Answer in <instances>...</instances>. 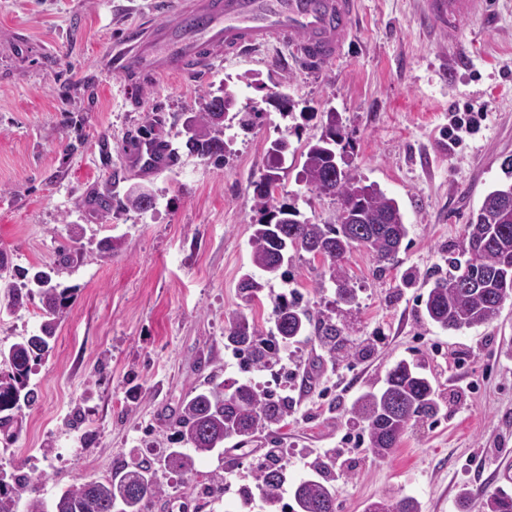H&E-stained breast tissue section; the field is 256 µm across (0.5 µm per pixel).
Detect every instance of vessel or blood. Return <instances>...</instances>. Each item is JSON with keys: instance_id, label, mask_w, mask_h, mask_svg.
Segmentation results:
<instances>
[{"instance_id": "vessel-or-blood-1", "label": "vessel or blood", "mask_w": 512, "mask_h": 512, "mask_svg": "<svg viewBox=\"0 0 512 512\" xmlns=\"http://www.w3.org/2000/svg\"><path fill=\"white\" fill-rule=\"evenodd\" d=\"M482 8L483 0H425L424 14L452 29ZM356 16L357 0H179L171 22L116 45L108 67L145 79L193 74L222 56L276 41L312 72L341 54ZM171 158L170 149L151 137L138 139L130 155L147 173L168 167Z\"/></svg>"}]
</instances>
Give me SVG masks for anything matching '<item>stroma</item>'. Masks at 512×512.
<instances>
[{
  "instance_id": "1",
  "label": "stroma",
  "mask_w": 512,
  "mask_h": 512,
  "mask_svg": "<svg viewBox=\"0 0 512 512\" xmlns=\"http://www.w3.org/2000/svg\"><path fill=\"white\" fill-rule=\"evenodd\" d=\"M155 2L0 0V252L12 272L45 270L74 290L52 352L30 377L36 405L15 439L0 436V471L27 474L33 495L49 502L132 458L160 459L182 400L214 377L287 397V425L233 453L195 457L194 479L158 469L166 494L146 512H266L258 496L240 508L237 491L271 448L281 450L292 486L325 449H341L330 473L337 512H366L389 495L416 498L422 512H461V488L512 493V299L493 322L460 331L425 319L421 304L447 275L448 248L472 210L507 180L512 0H484V15L451 33L425 23L422 0H358L342 55L313 72L277 43L196 76L133 84L105 72L127 29L162 20ZM227 82L260 119L248 131L225 123L224 159L188 154L185 119ZM282 85L295 117L266 101ZM468 110L487 117L460 143L443 142L450 114ZM331 111L349 134L351 172L395 198L408 228L392 261L362 247L348 254L351 307L337 303L322 257L301 253L287 277L270 280L253 266L249 243L260 218L252 183L278 163L268 148L280 137L290 150L278 163V201L310 222L333 220L339 199L298 179L301 154ZM141 135L172 145L170 169L145 176L130 164ZM140 185L154 194L144 211L126 205ZM101 193L111 194V210L96 205ZM64 248L74 260L62 266ZM247 273L266 284L252 302L239 289ZM290 294L311 315L305 335L274 367L242 372L224 345L229 320L241 313L275 332L274 304ZM39 307L35 299L0 313V347L38 332ZM326 317L341 331L334 355L318 339ZM403 360L432 374L443 406L379 459L343 437L361 430L351 414L357 397L380 389ZM227 473L231 486L201 499L199 480Z\"/></svg>"
}]
</instances>
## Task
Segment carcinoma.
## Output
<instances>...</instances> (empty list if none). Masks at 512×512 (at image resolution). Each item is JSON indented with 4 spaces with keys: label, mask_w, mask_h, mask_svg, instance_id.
Returning <instances> with one entry per match:
<instances>
[{
    "label": "carcinoma",
    "mask_w": 512,
    "mask_h": 512,
    "mask_svg": "<svg viewBox=\"0 0 512 512\" xmlns=\"http://www.w3.org/2000/svg\"><path fill=\"white\" fill-rule=\"evenodd\" d=\"M211 96L202 111L190 118L193 135L184 141L188 153L202 158H219L227 151L223 130L214 122ZM348 133L342 125L330 123L320 138L308 144L299 180L308 189L340 199L334 219L313 224L297 219L286 204L275 203L272 193L253 183L256 207L266 219L252 225V264L275 277L285 262L288 250L323 257L328 262L330 280L337 285L336 302L346 306L357 303V292L342 261L356 247H365L378 260L389 261L398 252L407 227L398 202L373 184H362L350 171L336 170L331 157ZM448 276L436 279L423 301L424 316L448 330L478 327L492 321L502 304L512 297V182L489 191L469 224L465 225L459 256L448 258ZM265 283L244 275L241 290L255 300ZM33 296L26 282H10L6 287L7 307L19 308ZM71 298L69 289L58 286L39 293L42 318L40 336L24 337L7 349L0 348V433L11 437L20 410L37 401L30 387L33 366L51 349L58 321ZM278 336L262 337L260 330L238 314L226 329V347L242 358L248 372L268 368L279 359V344L285 345L304 335L307 310L299 298L282 299L273 310ZM288 398L262 389L251 381L226 383L209 378L204 388L185 398L173 421L176 442L198 455L224 447L227 441L244 448L254 441L261 428L287 424ZM440 410L439 395L431 379L415 365L397 363L388 373L385 386L378 392L361 394L352 408L353 417L363 424L369 448L384 457L397 444L413 421L430 418ZM165 466L186 475L193 471V458L181 448H168ZM329 463L313 462V475L301 481L293 491L294 507L282 502L280 491L287 480V469L270 461L254 468L255 487L242 488L243 504L258 490L270 512H336V490L326 477ZM30 478L13 474L11 480L0 475V512H19ZM164 494L151 462L140 460L122 464L114 474L102 480H88L62 491L47 505L42 499L26 500L24 512H144L147 504ZM484 499L488 512H512V495L499 489L460 492L462 509L469 508L474 497ZM368 512H421L412 497H384Z\"/></svg>",
    "instance_id": "obj_1"
}]
</instances>
